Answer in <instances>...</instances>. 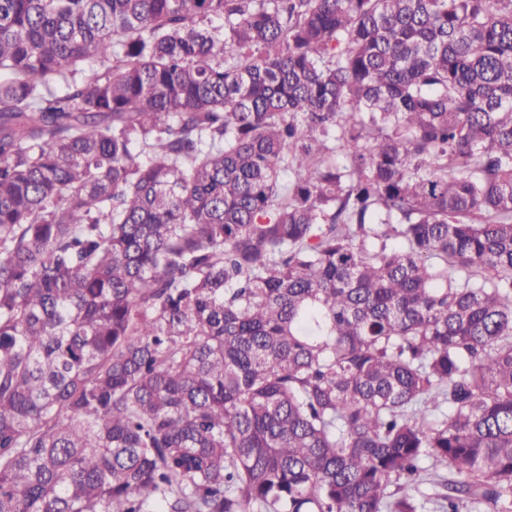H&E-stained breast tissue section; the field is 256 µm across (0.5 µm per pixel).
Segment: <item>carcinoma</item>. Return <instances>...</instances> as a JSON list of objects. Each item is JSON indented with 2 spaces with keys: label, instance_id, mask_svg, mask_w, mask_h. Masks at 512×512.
Segmentation results:
<instances>
[{
  "label": "carcinoma",
  "instance_id": "carcinoma-1",
  "mask_svg": "<svg viewBox=\"0 0 512 512\" xmlns=\"http://www.w3.org/2000/svg\"><path fill=\"white\" fill-rule=\"evenodd\" d=\"M0 512H512V0H0Z\"/></svg>",
  "mask_w": 512,
  "mask_h": 512
}]
</instances>
